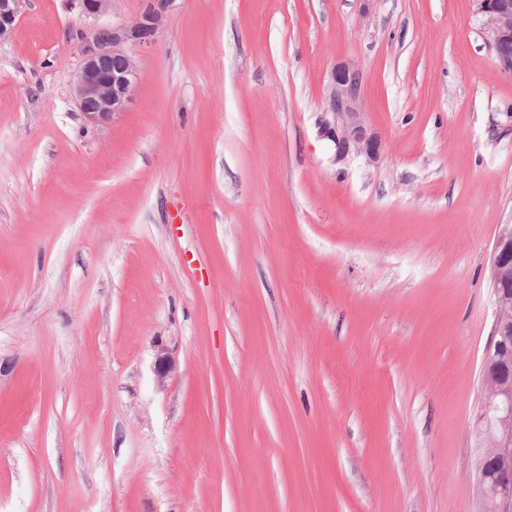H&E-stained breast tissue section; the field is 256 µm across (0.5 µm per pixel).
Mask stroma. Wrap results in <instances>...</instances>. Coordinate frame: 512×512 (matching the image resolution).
Returning a JSON list of instances; mask_svg holds the SVG:
<instances>
[{
    "label": "stroma",
    "instance_id": "stroma-1",
    "mask_svg": "<svg viewBox=\"0 0 512 512\" xmlns=\"http://www.w3.org/2000/svg\"><path fill=\"white\" fill-rule=\"evenodd\" d=\"M143 7L0 42V512H477L512 72L474 0H174L90 124L69 36ZM339 63L376 158L319 133Z\"/></svg>",
    "mask_w": 512,
    "mask_h": 512
}]
</instances>
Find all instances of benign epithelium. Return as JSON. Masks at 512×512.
I'll return each mask as SVG.
<instances>
[{
  "label": "benign epithelium",
  "mask_w": 512,
  "mask_h": 512,
  "mask_svg": "<svg viewBox=\"0 0 512 512\" xmlns=\"http://www.w3.org/2000/svg\"><path fill=\"white\" fill-rule=\"evenodd\" d=\"M24 0H0V42L11 37ZM111 0H73L79 13L99 18ZM173 0H145L131 24L107 29L92 27L76 34L80 63L74 94L85 120L103 124L126 111L140 81L132 48L152 49ZM491 26L492 48L501 64L512 70V0H473ZM360 73L345 65L331 74L328 103L333 121L320 127L321 136L335 144V159L350 152L372 159L378 140L368 132L360 107ZM491 288L495 316L481 370L480 405L473 423L476 435V488L482 512H512V227L498 236L491 257Z\"/></svg>",
  "instance_id": "benign-epithelium-1"
}]
</instances>
